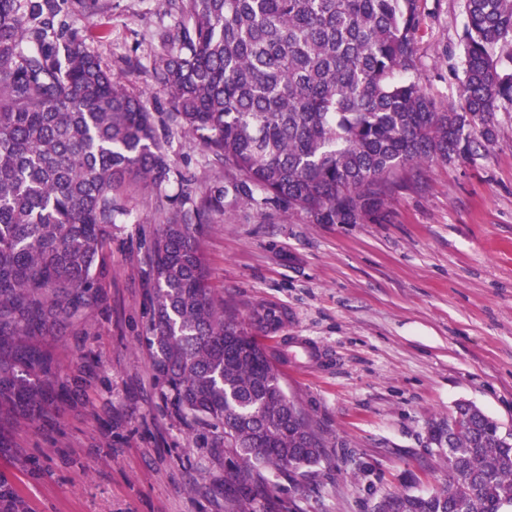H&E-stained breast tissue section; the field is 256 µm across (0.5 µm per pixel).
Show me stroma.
<instances>
[{
  "mask_svg": "<svg viewBox=\"0 0 512 512\" xmlns=\"http://www.w3.org/2000/svg\"><path fill=\"white\" fill-rule=\"evenodd\" d=\"M65 20L101 32L92 47L152 112L168 109L150 83L176 20L158 0H103ZM464 0H421L418 74L438 104L458 99ZM498 135L469 159L432 162L420 179L391 187L382 208L351 224H317L304 211L246 205L234 194L203 224L211 283L249 320L280 307L267 338L253 329L284 389L322 433L314 478L268 472V490L290 512H370L377 499L425 494L448 479L428 426L468 401L512 429V108ZM182 173L215 178L192 138L167 144ZM112 230L103 309L44 342L73 377L70 397L22 424L0 447V487L17 512H229L228 457L201 448L173 414L142 339L149 318L146 241L154 200L136 194ZM85 369H77L80 358Z\"/></svg>",
  "mask_w": 512,
  "mask_h": 512,
  "instance_id": "stroma-1",
  "label": "stroma"
}]
</instances>
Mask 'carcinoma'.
I'll list each match as a JSON object with an SVG mask.
<instances>
[{"mask_svg": "<svg viewBox=\"0 0 512 512\" xmlns=\"http://www.w3.org/2000/svg\"><path fill=\"white\" fill-rule=\"evenodd\" d=\"M165 4L174 52L153 78L170 111L155 116L57 21L100 0H0V430L58 408L40 344L104 306L112 225L147 192L156 378L175 414L212 432L210 452L232 453L225 477L253 494L240 512H278L266 472L307 476L325 445L248 324L224 311L198 226L230 190L348 224L383 204L399 172L492 143L512 105V0H465L463 92L444 107L417 76L420 0ZM178 130L231 187L181 172L164 148ZM429 441L448 483L372 512H512L511 430L474 407L432 423Z\"/></svg>", "mask_w": 512, "mask_h": 512, "instance_id": "cac0c4a2", "label": "carcinoma"}]
</instances>
